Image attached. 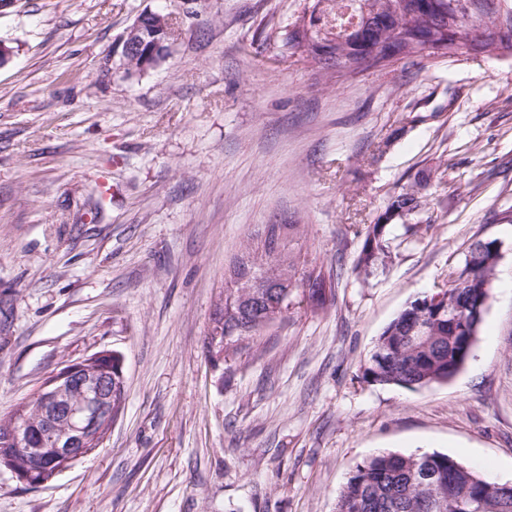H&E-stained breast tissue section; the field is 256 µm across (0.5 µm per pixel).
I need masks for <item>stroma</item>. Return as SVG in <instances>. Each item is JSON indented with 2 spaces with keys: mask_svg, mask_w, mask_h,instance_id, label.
<instances>
[{
  "mask_svg": "<svg viewBox=\"0 0 512 512\" xmlns=\"http://www.w3.org/2000/svg\"><path fill=\"white\" fill-rule=\"evenodd\" d=\"M309 2L167 0L171 53L133 78L103 62L158 0L0 13V415L102 349L126 385L94 455L37 489L0 470V512H336L380 451L512 482V57L398 58L315 95L316 70L285 46ZM421 179L431 231L393 227L392 264L361 282V230ZM259 224L307 225L334 297L215 367V299ZM476 237L501 259L461 373L365 382L384 328L448 287Z\"/></svg>",
  "mask_w": 512,
  "mask_h": 512,
  "instance_id": "obj_1",
  "label": "stroma"
}]
</instances>
